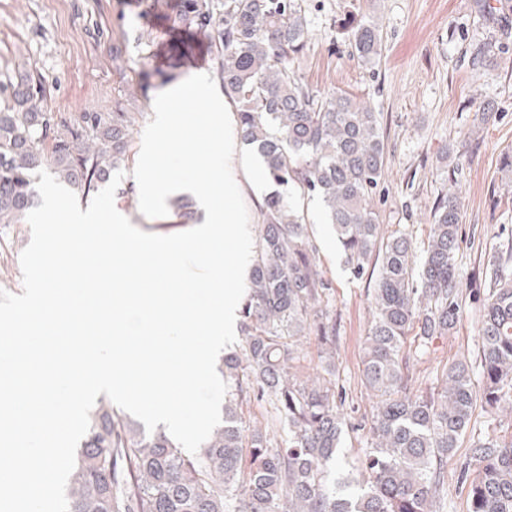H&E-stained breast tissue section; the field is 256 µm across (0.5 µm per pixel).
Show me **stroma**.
<instances>
[{"label":"stroma","instance_id":"1","mask_svg":"<svg viewBox=\"0 0 512 512\" xmlns=\"http://www.w3.org/2000/svg\"><path fill=\"white\" fill-rule=\"evenodd\" d=\"M149 2L146 14L132 0H0V86L36 69L49 83L52 111H111L123 76L140 68L137 48L124 40L133 28L152 30L156 63L165 62L172 42L183 41L193 48L186 73L216 74L203 33L164 25L162 17L175 0ZM305 9L308 43L296 70L322 96L349 92L381 114L386 169L372 205L382 224L390 230L403 225L423 241L436 198L448 192L464 205L462 268L471 270L490 257L502 230H512V173L501 169L503 154H512V51L481 68L472 66L471 54L498 38L497 26L476 13L475 0H305ZM361 13L377 18L383 28L382 57L373 70L353 58L341 30L345 18ZM116 50L127 60L125 72L112 64ZM489 101L495 112L488 122H478ZM448 144L455 145L463 168L455 184L436 175ZM132 172V166L123 169L117 210L148 233L185 231L175 215L158 220L140 212ZM306 208L336 315V387L344 397L339 411L346 419L368 420L375 399L361 382V369L374 283L353 278L345 268L318 201H308ZM30 239L29 225H0V289L21 293L20 254ZM477 344L478 311L472 307L458 332L436 342L420 365L422 384H436L449 359Z\"/></svg>","mask_w":512,"mask_h":512}]
</instances>
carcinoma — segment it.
Returning a JSON list of instances; mask_svg holds the SVG:
<instances>
[{
  "label": "carcinoma",
  "mask_w": 512,
  "mask_h": 512,
  "mask_svg": "<svg viewBox=\"0 0 512 512\" xmlns=\"http://www.w3.org/2000/svg\"><path fill=\"white\" fill-rule=\"evenodd\" d=\"M304 0H178L164 16L173 28L204 32L224 90L238 107L242 139L254 146L275 190L260 205L259 241L241 307L242 345L217 368L232 381L224 424L197 454L163 432L147 434L108 400L90 428L67 483L69 512H442L448 459L470 436L458 480L466 512H512V431L472 423L477 405L494 416L512 410V236L464 275L461 202L437 198L427 247L381 229L371 205L385 163L379 113L347 93L324 98L294 68L308 40ZM354 56L374 68L382 27L350 26ZM512 48L499 27L473 64ZM110 112L49 109L46 78L25 74L0 106V224H25L40 203L37 172L51 173L80 198L93 197L126 165L132 131L154 90L175 82L179 67L149 65ZM453 148L440 156L441 179L456 182ZM319 201L333 226L344 266L375 274L372 321L362 380L379 397L370 426L348 427L336 400V319L329 284L318 269L303 199ZM478 305L477 354L444 365L441 384L409 387L410 366L424 363L438 339L454 335L467 301ZM315 337L323 374L303 375L301 341ZM267 401L287 427L276 443L246 430L242 407ZM367 431L357 474L340 470L346 434Z\"/></svg>",
  "instance_id": "carcinoma-1"
}]
</instances>
